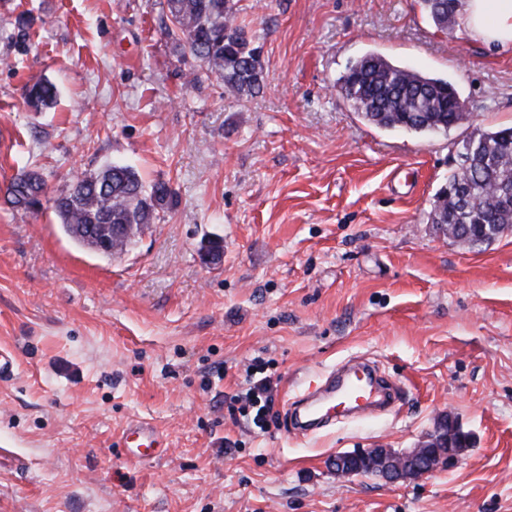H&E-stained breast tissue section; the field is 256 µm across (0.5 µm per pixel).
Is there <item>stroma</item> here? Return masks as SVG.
<instances>
[{
	"label": "stroma",
	"instance_id": "35a3bbf8",
	"mask_svg": "<svg viewBox=\"0 0 512 512\" xmlns=\"http://www.w3.org/2000/svg\"><path fill=\"white\" fill-rule=\"evenodd\" d=\"M164 2L0 0V189L34 169L52 198L121 161L175 198L107 259L51 205L0 197V352L17 360L0 379V512H512V232L470 247L430 219L471 131L512 127V51L442 33L420 0H239L264 89L238 98L189 83ZM367 53L448 79L466 120L364 121L336 83ZM37 77L59 95L35 112ZM355 356L400 401L291 434L287 403ZM255 358L280 377L263 432L227 402ZM445 416L471 436L452 468L389 482L332 467L415 448ZM134 421L169 454L127 459Z\"/></svg>",
	"mask_w": 512,
	"mask_h": 512
}]
</instances>
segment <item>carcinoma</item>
<instances>
[{
    "instance_id": "1",
    "label": "carcinoma",
    "mask_w": 512,
    "mask_h": 512,
    "mask_svg": "<svg viewBox=\"0 0 512 512\" xmlns=\"http://www.w3.org/2000/svg\"><path fill=\"white\" fill-rule=\"evenodd\" d=\"M462 0H422L433 22L446 29L458 25ZM161 30L181 56L199 62L190 82L201 73L213 74L224 91L252 97L263 88L261 46L237 21L234 0H165ZM340 95L368 122L384 129L435 134L461 120L454 109L455 89L444 78L432 77L396 65L376 54L356 60L338 82ZM32 107L56 101L58 89L48 80L26 88ZM469 149L467 174L457 171L448 184L463 180L465 198L435 197L432 223L449 224L458 237L487 238L491 242L512 231V128L476 129L464 141ZM8 201L16 208L38 212L43 208L46 183L35 171H23L6 186ZM173 203L164 182L145 185L129 165H107L90 174L77 175L66 191L52 199L64 232L76 243L93 247L97 238L112 236V226L125 224L137 234L159 219ZM385 464L364 467L365 476L386 477L394 463L410 461L411 453L381 452Z\"/></svg>"
}]
</instances>
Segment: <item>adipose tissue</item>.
Listing matches in <instances>:
<instances>
[{"mask_svg": "<svg viewBox=\"0 0 512 512\" xmlns=\"http://www.w3.org/2000/svg\"><path fill=\"white\" fill-rule=\"evenodd\" d=\"M459 25L473 39L512 51V0H463Z\"/></svg>", "mask_w": 512, "mask_h": 512, "instance_id": "obj_1", "label": "adipose tissue"}]
</instances>
